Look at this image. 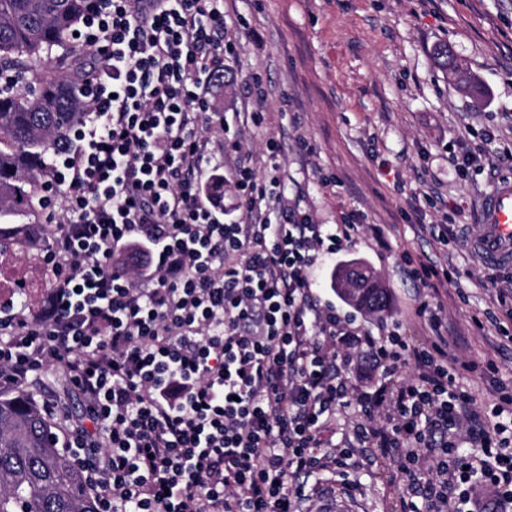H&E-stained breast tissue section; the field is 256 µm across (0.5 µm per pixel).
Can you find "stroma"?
Listing matches in <instances>:
<instances>
[{
  "label": "stroma",
  "mask_w": 512,
  "mask_h": 512,
  "mask_svg": "<svg viewBox=\"0 0 512 512\" xmlns=\"http://www.w3.org/2000/svg\"><path fill=\"white\" fill-rule=\"evenodd\" d=\"M224 9L236 80L224 109L262 112L261 124L240 129L256 171L264 172L266 143L276 140L288 199L302 197L320 224L353 216L383 230L382 240L361 234L340 255L363 261L389 291L390 314H361L358 323L376 334L399 322L429 335L415 315L426 290L405 263L453 264L458 282L435 295L448 353L494 359L512 389V321L481 332L472 325L473 316L498 311L512 266L489 270L471 245L491 176L512 178L501 162L512 154V0H226ZM440 46L454 52L476 92L438 66ZM254 81L263 103L245 90ZM488 129L494 141L482 140ZM441 223L447 243L420 232ZM350 464L358 512H425L393 457L360 448Z\"/></svg>",
  "instance_id": "obj_1"
}]
</instances>
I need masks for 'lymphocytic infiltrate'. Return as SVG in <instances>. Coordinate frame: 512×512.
<instances>
[{"mask_svg":"<svg viewBox=\"0 0 512 512\" xmlns=\"http://www.w3.org/2000/svg\"><path fill=\"white\" fill-rule=\"evenodd\" d=\"M75 42L95 60L45 175L51 287L36 313L19 291L0 303V391L52 367L82 396L68 445L96 512H303L309 477L347 473L352 450L325 429L355 405L356 442L397 456L428 512L483 486L512 512V394L467 431L474 399L455 387L463 371L496 385L497 363L452 361L430 301L416 338L314 296V269L358 226L286 205L276 140L257 175L210 111L232 49L224 0H88ZM228 157L239 219L218 197ZM353 356L381 370L374 393L341 378Z\"/></svg>","mask_w":512,"mask_h":512,"instance_id":"obj_1","label":"lymphocytic infiltrate"}]
</instances>
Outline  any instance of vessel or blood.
I'll return each instance as SVG.
<instances>
[{
	"instance_id": "b4317fda",
	"label": "vessel or blood",
	"mask_w": 512,
	"mask_h": 512,
	"mask_svg": "<svg viewBox=\"0 0 512 512\" xmlns=\"http://www.w3.org/2000/svg\"><path fill=\"white\" fill-rule=\"evenodd\" d=\"M482 231L474 245L491 266L512 264V180L494 182L481 208Z\"/></svg>"
}]
</instances>
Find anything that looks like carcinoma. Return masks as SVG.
Instances as JSON below:
<instances>
[{"label": "carcinoma", "mask_w": 512, "mask_h": 512, "mask_svg": "<svg viewBox=\"0 0 512 512\" xmlns=\"http://www.w3.org/2000/svg\"><path fill=\"white\" fill-rule=\"evenodd\" d=\"M86 0H0V217L39 204L55 140L83 117L74 75L27 78L53 48L69 49ZM359 310L389 312L386 288H367ZM58 424L32 393L0 396V512H96L82 470L48 440Z\"/></svg>", "instance_id": "cac0c4a2"}]
</instances>
